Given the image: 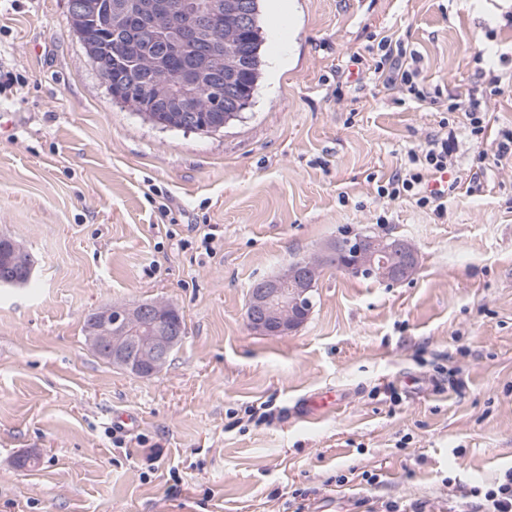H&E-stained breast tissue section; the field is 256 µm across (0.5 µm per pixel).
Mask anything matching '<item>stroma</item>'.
I'll return each instance as SVG.
<instances>
[{"label":"stroma","mask_w":512,"mask_h":512,"mask_svg":"<svg viewBox=\"0 0 512 512\" xmlns=\"http://www.w3.org/2000/svg\"><path fill=\"white\" fill-rule=\"evenodd\" d=\"M287 3L283 34L261 0L253 99L206 133L113 100L66 0H0V236L34 260L0 286V512H479L471 488L512 468V160L448 109L495 46L490 125L512 126V0ZM386 36L420 54L426 100L352 74ZM446 122L443 211L378 196ZM365 229L412 242L414 277L329 268L296 332L249 328L255 281ZM150 301L186 336L143 379L84 318ZM328 388L339 406L314 418Z\"/></svg>","instance_id":"stroma-1"}]
</instances>
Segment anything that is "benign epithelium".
<instances>
[{
	"label": "benign epithelium",
	"mask_w": 512,
	"mask_h": 512,
	"mask_svg": "<svg viewBox=\"0 0 512 512\" xmlns=\"http://www.w3.org/2000/svg\"><path fill=\"white\" fill-rule=\"evenodd\" d=\"M100 7L110 28L161 40L156 57L160 91L139 96L134 104L142 112H177L184 128L194 126V113L203 111L200 87L223 83L230 70L210 42V33L224 27L226 14L238 18L243 31L250 29L252 19L247 0H200L184 24L176 22L177 5L171 0H104ZM333 259L339 270H366L381 283L409 280L419 266L416 249L404 238H338L326 243L316 258L295 259L251 290L246 307L250 328L263 335H287L299 328L312 308V292L324 264ZM170 311L172 306L161 302L104 307L87 327L88 343L106 362L134 376L152 378L183 341L163 323Z\"/></svg>",
	"instance_id": "1"
}]
</instances>
